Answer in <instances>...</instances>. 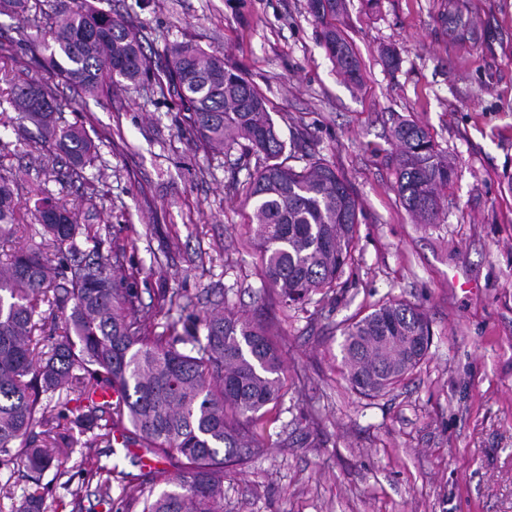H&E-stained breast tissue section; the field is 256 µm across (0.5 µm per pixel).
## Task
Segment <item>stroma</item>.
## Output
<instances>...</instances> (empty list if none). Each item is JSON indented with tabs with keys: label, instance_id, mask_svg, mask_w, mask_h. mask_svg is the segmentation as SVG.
Returning <instances> with one entry per match:
<instances>
[{
	"label": "stroma",
	"instance_id": "stroma-1",
	"mask_svg": "<svg viewBox=\"0 0 512 512\" xmlns=\"http://www.w3.org/2000/svg\"><path fill=\"white\" fill-rule=\"evenodd\" d=\"M485 39L448 36V0H347L342 28L361 87L339 76L307 0H100L132 23L144 53L189 40L224 53L265 96L297 154L343 171L363 211L353 262L336 292L304 307L264 293L241 189L262 163L212 155L173 101L149 88L108 85L77 98L59 86L67 122L98 147L87 183L43 168L47 147L16 135L0 81V167L18 181L21 209L51 196L94 225L102 250L123 248V276L158 334L215 304L266 317L284 347L282 398L256 434L265 449L224 479V512H512V0H466ZM20 18L0 16L6 68L41 77ZM394 50L389 68L383 50ZM418 121L454 167L440 221L414 223L396 190L390 129ZM184 309L155 312L166 291ZM401 300L431 324L418 366L375 397L344 376L343 329ZM58 454L40 482L0 474V512L39 489L44 512H141L154 483L126 448ZM123 471L101 505L89 471Z\"/></svg>",
	"mask_w": 512,
	"mask_h": 512
}]
</instances>
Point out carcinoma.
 Listing matches in <instances>:
<instances>
[{"mask_svg":"<svg viewBox=\"0 0 512 512\" xmlns=\"http://www.w3.org/2000/svg\"><path fill=\"white\" fill-rule=\"evenodd\" d=\"M320 43L336 72L360 83L359 62L338 26L346 0H308ZM31 0H0V15L24 16V35L47 77L4 75L10 103L37 130L52 155L82 177L97 145L85 129L62 121L57 87L84 96L104 85L141 86L159 70V92L182 112L184 125L208 151L263 156L249 176L247 198L261 258V276L286 305L333 292L352 260L362 210L345 174L321 158L296 168L281 159L284 143L265 96L226 59L191 41L165 46L155 63L143 53L129 21L92 0H52L42 28ZM460 0H448V36L477 41ZM402 203L421 224L440 218V201L454 169L429 133L400 119L391 129ZM41 241L0 261V470L22 464L41 475L55 451L47 437L69 422L112 446L114 431L171 466L164 487L149 489L142 512H224V475L259 451L261 411L282 397L280 348L260 319L213 310L206 334L183 326L172 336L147 332L137 293L114 269L116 251H84L96 235L75 213L34 206ZM20 230L14 180L0 172V243ZM60 321V332L37 349L40 305ZM431 335L419 308L387 302L343 330V362L351 387L375 396L395 387L419 364L414 337ZM116 400H98L106 391ZM65 400H54L55 395ZM74 407H69V404ZM41 431H36V428ZM99 502L112 505L114 471L98 465Z\"/></svg>","mask_w":512,"mask_h":512,"instance_id":"1","label":"carcinoma"}]
</instances>
